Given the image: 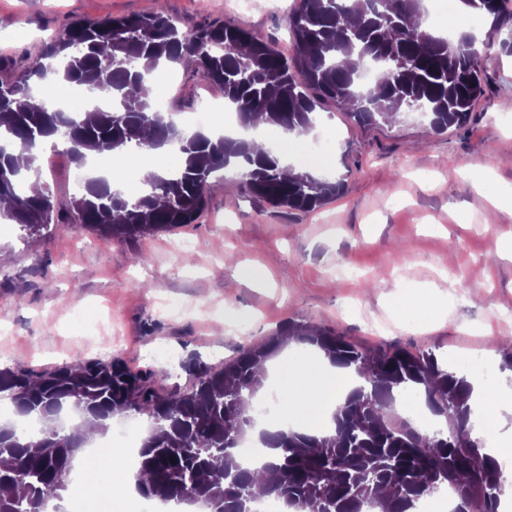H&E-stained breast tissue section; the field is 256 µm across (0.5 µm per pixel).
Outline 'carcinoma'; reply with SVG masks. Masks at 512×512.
<instances>
[{"label": "carcinoma", "instance_id": "cac0c4a2", "mask_svg": "<svg viewBox=\"0 0 512 512\" xmlns=\"http://www.w3.org/2000/svg\"><path fill=\"white\" fill-rule=\"evenodd\" d=\"M504 2L462 0L497 24ZM425 20L423 0H297L286 18L288 57L243 28L183 30L162 8L73 20L62 39L31 59L24 77L0 78V201H9L0 221L34 235L65 213L105 238L135 240L194 223L209 178L232 164L270 206L313 211L337 199L345 180L294 173L254 140L188 132L157 108L152 74L186 60L202 67L244 129L262 116L286 134L306 132L323 101L364 128L409 116L435 133L463 128L484 94L482 57L497 46L511 49L512 30L479 47L468 33L438 36ZM33 80L77 86L94 102L69 112L35 93ZM51 137L65 141L79 169L90 150L128 155L148 147L173 151L182 162L136 195L100 178L64 197L46 187L31 195L26 185L39 178L35 150ZM287 338L354 368L361 383L337 407L327 434L262 430L267 455L249 466L239 447L265 385L260 368ZM192 375L189 388L164 392L118 360L77 359L38 373L0 368V403L15 417L0 424V512H66L73 462L88 447L65 428L69 414L93 420L101 434L116 415H148L136 487L163 504L253 512V503L274 498L280 512H409L450 488L454 512H499L503 461L473 436L474 380L432 350L364 348L332 331L288 323L220 369L194 364ZM407 395L444 419L447 430H424L399 415Z\"/></svg>", "mask_w": 512, "mask_h": 512}]
</instances>
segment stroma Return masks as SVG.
I'll return each mask as SVG.
<instances>
[{
  "mask_svg": "<svg viewBox=\"0 0 512 512\" xmlns=\"http://www.w3.org/2000/svg\"><path fill=\"white\" fill-rule=\"evenodd\" d=\"M0 0V78L18 79L32 57L60 40L66 21L150 14L157 7L181 28L219 22L274 41L292 42L285 20L296 0ZM166 109L185 122L199 104L223 106L224 93L200 67L164 69ZM486 93L461 129L432 132L418 121L365 129L333 104L319 113L326 129L309 150L334 158L331 178L343 194L304 213L259 204L244 184L213 178L195 223L136 241L102 238L70 217L22 238L0 223V366L44 370L79 358L121 359L158 385L189 386L190 366L213 365L272 336L291 321L318 326L364 345L431 350L478 376L485 359L501 362L512 336V257L497 239L512 238V208L485 195L512 191V53L485 62ZM490 166L486 193L474 165ZM37 165L58 196L70 192L68 155L44 148ZM469 223H459V211ZM191 254L192 264L182 262ZM259 266L265 283L240 282L236 270ZM484 299L470 306L472 294ZM434 303L442 318L430 331L406 328L408 301ZM240 316L214 336L225 310ZM102 329L89 335L75 313Z\"/></svg>",
  "mask_w": 512,
  "mask_h": 512,
  "instance_id": "obj_1",
  "label": "stroma"
}]
</instances>
